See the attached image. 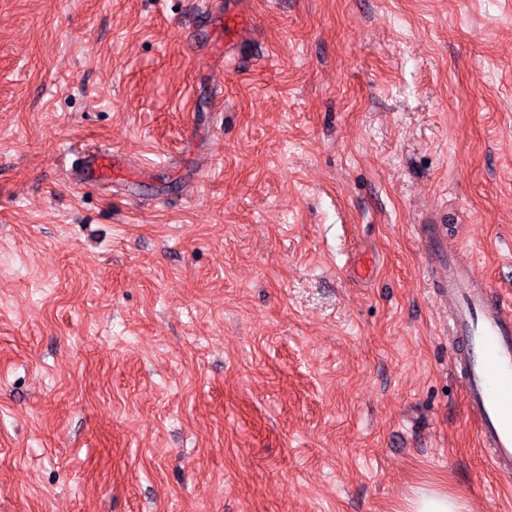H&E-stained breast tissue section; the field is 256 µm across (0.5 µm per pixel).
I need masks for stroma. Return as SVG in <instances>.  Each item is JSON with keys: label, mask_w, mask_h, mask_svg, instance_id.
Here are the masks:
<instances>
[{"label": "stroma", "mask_w": 512, "mask_h": 512, "mask_svg": "<svg viewBox=\"0 0 512 512\" xmlns=\"http://www.w3.org/2000/svg\"><path fill=\"white\" fill-rule=\"evenodd\" d=\"M234 6L0 0V512H512L425 243L512 299V0ZM114 156L109 150L86 158L84 162V178L82 185L95 186L112 179V171L115 169ZM407 503V512H470L462 498L438 489H421Z\"/></svg>", "instance_id": "stroma-1"}]
</instances>
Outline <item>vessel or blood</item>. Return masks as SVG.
<instances>
[{"label": "vessel or blood", "mask_w": 512, "mask_h": 512, "mask_svg": "<svg viewBox=\"0 0 512 512\" xmlns=\"http://www.w3.org/2000/svg\"><path fill=\"white\" fill-rule=\"evenodd\" d=\"M115 169L110 151L84 162L83 183L108 181ZM438 269V286L447 301L448 342L462 383L469 416L479 427L494 474L512 481V301L493 289L460 250L445 249L440 235L427 239Z\"/></svg>", "instance_id": "b4317fda"}]
</instances>
